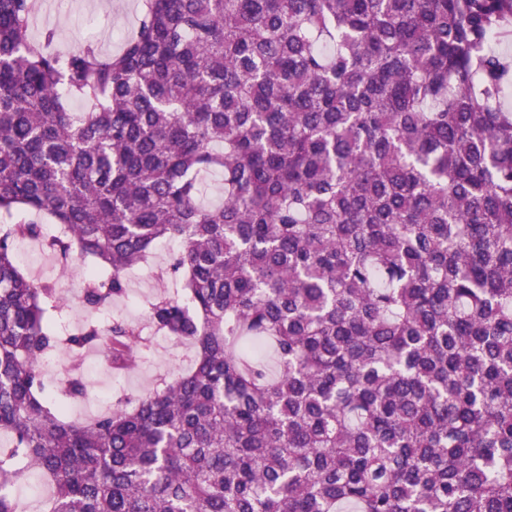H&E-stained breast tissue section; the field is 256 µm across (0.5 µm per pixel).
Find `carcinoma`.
Segmentation results:
<instances>
[{"label":"carcinoma","instance_id":"cac0c4a2","mask_svg":"<svg viewBox=\"0 0 512 512\" xmlns=\"http://www.w3.org/2000/svg\"><path fill=\"white\" fill-rule=\"evenodd\" d=\"M33 3L0 0V512L35 473L44 512H512V0H148L110 56ZM17 212L96 312L178 242L145 309L190 367L71 417L81 357L143 341L66 328ZM224 197V181L221 174L212 173L201 177L200 201L205 205L218 204Z\"/></svg>","mask_w":512,"mask_h":512}]
</instances>
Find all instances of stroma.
Returning <instances> with one entry per match:
<instances>
[{
  "mask_svg": "<svg viewBox=\"0 0 512 512\" xmlns=\"http://www.w3.org/2000/svg\"><path fill=\"white\" fill-rule=\"evenodd\" d=\"M145 0H51V6L31 30L39 38L44 29L57 33V46L64 51L82 47L87 37H95L99 48L107 54L119 52L122 39L136 26ZM177 249L176 244L160 246L153 262L142 264L126 274L127 296L118 300L111 315L137 322L148 345L140 349L136 363L122 380H115L104 353L90 352L89 367L82 376L87 387L86 398L74 401L71 410L81 418L94 416L118 400L141 394L149 389L156 377L177 374L191 357L190 350L175 339L156 332L144 315V302L158 290L157 267ZM42 254H35L27 268L40 282L63 292L70 305L68 322L77 326L89 312L80 294L82 260H74L70 275L43 267Z\"/></svg>",
  "mask_w": 512,
  "mask_h": 512,
  "instance_id": "1",
  "label": "stroma"
}]
</instances>
